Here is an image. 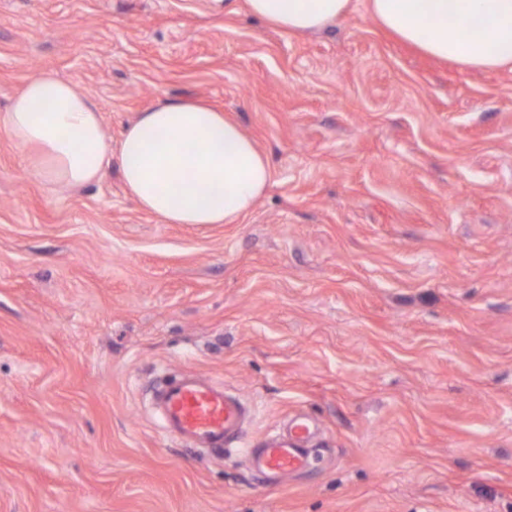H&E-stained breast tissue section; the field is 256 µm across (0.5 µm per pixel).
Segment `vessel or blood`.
<instances>
[{"instance_id": "obj_1", "label": "vessel or blood", "mask_w": 512, "mask_h": 512, "mask_svg": "<svg viewBox=\"0 0 512 512\" xmlns=\"http://www.w3.org/2000/svg\"><path fill=\"white\" fill-rule=\"evenodd\" d=\"M153 408L167 436L217 456L238 441L250 416L249 407L222 384L195 373L165 379L154 392ZM310 435L311 425L302 418L288 432L268 434L245 455L254 470L275 483L309 467Z\"/></svg>"}]
</instances>
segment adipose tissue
I'll list each match as a JSON object with an SVG mask.
<instances>
[{
  "instance_id": "obj_1",
  "label": "adipose tissue",
  "mask_w": 512,
  "mask_h": 512,
  "mask_svg": "<svg viewBox=\"0 0 512 512\" xmlns=\"http://www.w3.org/2000/svg\"><path fill=\"white\" fill-rule=\"evenodd\" d=\"M351 0H247L251 15L293 33L325 28ZM378 24L427 55L464 68L512 66V0H368ZM0 135L34 151L48 183L100 181L118 161L137 206L166 224H230L272 179L256 142L222 111L172 99L139 114L112 146L98 104L55 73L30 79L0 114Z\"/></svg>"
}]
</instances>
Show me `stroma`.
Returning a JSON list of instances; mask_svg holds the SVG:
<instances>
[{
  "mask_svg": "<svg viewBox=\"0 0 512 512\" xmlns=\"http://www.w3.org/2000/svg\"><path fill=\"white\" fill-rule=\"evenodd\" d=\"M44 71L119 141L169 99L268 155L232 224L141 212L118 166L46 183L0 136V512H512V68L396 40L367 0L294 34L245 0H0V113ZM222 381L245 440L304 413L279 485L152 411Z\"/></svg>",
  "mask_w": 512,
  "mask_h": 512,
  "instance_id": "35a3bbf8",
  "label": "stroma"
}]
</instances>
